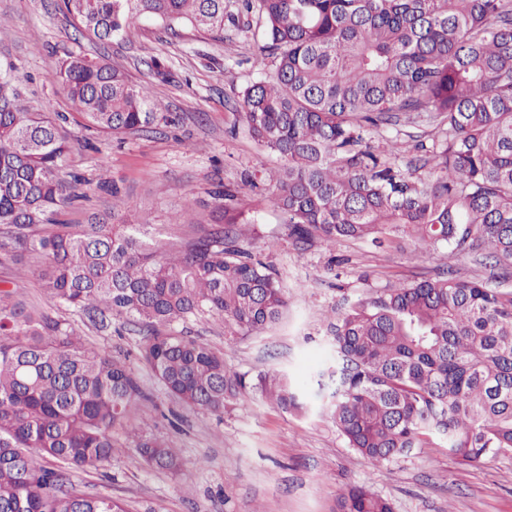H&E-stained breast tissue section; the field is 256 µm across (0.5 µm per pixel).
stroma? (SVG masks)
<instances>
[{
    "mask_svg": "<svg viewBox=\"0 0 512 512\" xmlns=\"http://www.w3.org/2000/svg\"><path fill=\"white\" fill-rule=\"evenodd\" d=\"M248 21V31L226 29L217 42L188 29L174 38L161 22L145 18L101 44L73 28L59 0H0V82L8 81L41 112L71 111L54 80L71 54L104 58L148 84L168 105L171 123L117 138L68 124L74 150L64 174L107 178L124 201L122 218L143 225L148 237L178 245L210 224L216 185L240 186L256 229L246 247L277 273L288 309L278 325L258 334L233 332L206 314L180 329L223 353L229 375L253 382L280 372L303 388L328 362L329 328L344 300L434 277L450 264L465 278L487 280L493 269L480 254L452 258L447 246L425 251L406 238L385 251L352 239L331 248L292 243L271 189L240 185L244 171L280 164L234 123L240 93L260 76L257 18ZM154 57L171 67V81L152 78L148 64ZM111 210V197L91 183L57 221L87 224ZM35 265L29 255L0 251V287L29 307L75 323L86 342L126 359L143 391L128 422L175 448L182 461L175 471L149 467L134 449H118L99 470L70 473L87 493L122 499L131 512H340L342 491L364 485L391 500L395 512H512V452L462 465L437 440L378 463L348 448L328 412H287L253 389L230 401L220 416L187 408L139 360L143 337L134 323L116 318L103 330L58 307L41 288Z\"/></svg>",
    "mask_w": 512,
    "mask_h": 512,
    "instance_id": "stroma-1",
    "label": "stroma"
}]
</instances>
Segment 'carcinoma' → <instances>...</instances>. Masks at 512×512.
<instances>
[{
    "mask_svg": "<svg viewBox=\"0 0 512 512\" xmlns=\"http://www.w3.org/2000/svg\"><path fill=\"white\" fill-rule=\"evenodd\" d=\"M256 10V63L235 121L282 159L273 193L288 238L333 247L343 238L423 249L446 244L512 264V0H239ZM229 0H61L98 40L159 19L213 40L240 27ZM56 81L70 113L36 112L0 85V249L36 253L41 287L105 328L129 318L140 357L171 395L221 415L247 392L224 355L174 329L201 314L246 334L283 316L285 290L242 247L250 222L239 191L214 193V222L184 248L144 238L112 214L54 224L88 179L61 175L74 121L105 136L170 121L168 108L122 70L67 57ZM431 128L424 154L400 159L384 132ZM430 167L425 182L414 173ZM334 363L310 381L348 447L390 462L434 439L461 464L512 451V289L456 275L389 286L347 304L331 327ZM255 388L281 409L305 398L285 374ZM141 387L126 361L87 346L78 328L0 289V512H130L89 495L67 469L97 471L117 448L149 466L180 467L173 449L125 422ZM127 442L114 441V429ZM340 512H394L365 486Z\"/></svg>",
    "mask_w": 512,
    "mask_h": 512,
    "instance_id": "obj_1",
    "label": "carcinoma"
}]
</instances>
